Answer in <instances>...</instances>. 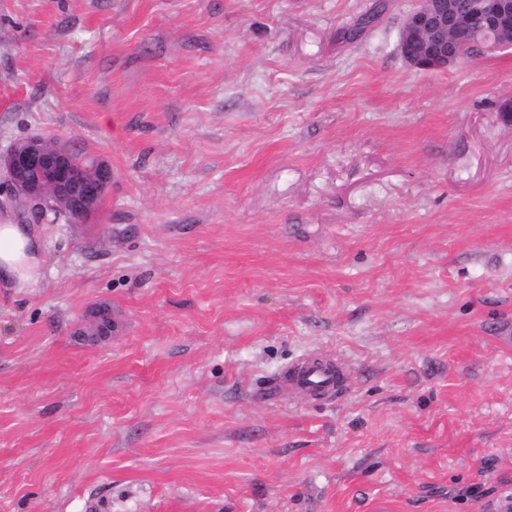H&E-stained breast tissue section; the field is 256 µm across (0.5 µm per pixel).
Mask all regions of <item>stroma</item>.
Segmentation results:
<instances>
[{
    "instance_id": "35a3bbf8",
    "label": "stroma",
    "mask_w": 512,
    "mask_h": 512,
    "mask_svg": "<svg viewBox=\"0 0 512 512\" xmlns=\"http://www.w3.org/2000/svg\"><path fill=\"white\" fill-rule=\"evenodd\" d=\"M415 3L0 0V152L112 167L0 290V512L512 496V48L410 68ZM310 357L331 397L289 383Z\"/></svg>"
}]
</instances>
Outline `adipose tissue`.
<instances>
[{"label": "adipose tissue", "instance_id": "obj_1", "mask_svg": "<svg viewBox=\"0 0 512 512\" xmlns=\"http://www.w3.org/2000/svg\"><path fill=\"white\" fill-rule=\"evenodd\" d=\"M44 243L35 225L12 210L0 215V288L26 293L39 287Z\"/></svg>", "mask_w": 512, "mask_h": 512}]
</instances>
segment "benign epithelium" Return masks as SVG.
I'll return each mask as SVG.
<instances>
[{
  "label": "benign epithelium",
  "instance_id": "obj_1",
  "mask_svg": "<svg viewBox=\"0 0 512 512\" xmlns=\"http://www.w3.org/2000/svg\"><path fill=\"white\" fill-rule=\"evenodd\" d=\"M512 47V0H418L399 33V51L414 69H444L466 50ZM66 143L41 135L16 140L0 153V197L30 221L50 200L63 201L71 222L85 224L112 183L102 161H76Z\"/></svg>",
  "mask_w": 512,
  "mask_h": 512
}]
</instances>
